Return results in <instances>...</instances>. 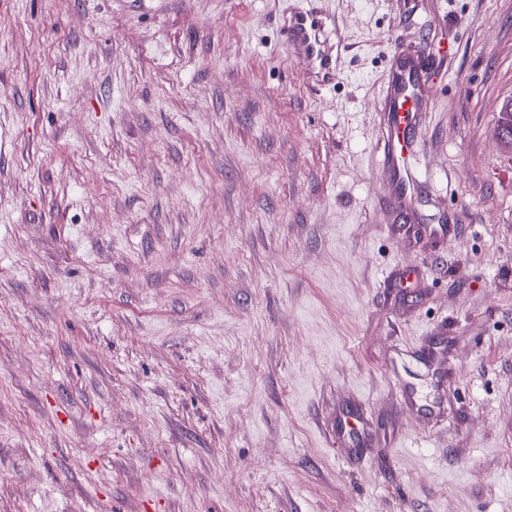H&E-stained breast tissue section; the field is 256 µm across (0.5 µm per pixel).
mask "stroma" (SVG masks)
I'll return each mask as SVG.
<instances>
[{
    "label": "stroma",
    "instance_id": "obj_1",
    "mask_svg": "<svg viewBox=\"0 0 512 512\" xmlns=\"http://www.w3.org/2000/svg\"><path fill=\"white\" fill-rule=\"evenodd\" d=\"M301 2L0 0V512H512V0H317L321 89ZM325 25L326 17L312 3L308 8L291 11L283 25V36L292 61L308 68L316 89L326 87L337 78L341 39L337 40L336 53L331 47H325L319 39ZM390 54L375 109L382 116L383 205L388 213L407 214L424 188L411 159L425 147L422 123L425 114L432 112L431 90L400 44H394Z\"/></svg>",
    "mask_w": 512,
    "mask_h": 512
}]
</instances>
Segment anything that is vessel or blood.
I'll return each mask as SVG.
<instances>
[{"mask_svg": "<svg viewBox=\"0 0 512 512\" xmlns=\"http://www.w3.org/2000/svg\"><path fill=\"white\" fill-rule=\"evenodd\" d=\"M325 25L324 14L313 6L294 9L283 25L292 61L307 67L318 89L336 80L339 61L338 54L319 39ZM376 110L382 116L383 205L388 212L407 213L415 208L423 189L411 159L425 146L422 123L431 110V90L401 45L391 50Z\"/></svg>", "mask_w": 512, "mask_h": 512, "instance_id": "obj_1", "label": "vessel or blood"}]
</instances>
